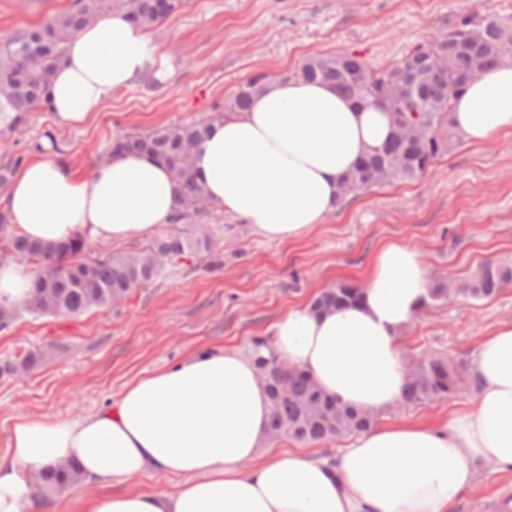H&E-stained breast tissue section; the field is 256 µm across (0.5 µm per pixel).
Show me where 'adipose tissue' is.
Masks as SVG:
<instances>
[{
  "label": "adipose tissue",
  "mask_w": 512,
  "mask_h": 512,
  "mask_svg": "<svg viewBox=\"0 0 512 512\" xmlns=\"http://www.w3.org/2000/svg\"><path fill=\"white\" fill-rule=\"evenodd\" d=\"M152 61L142 27L113 12L76 34L50 86L60 123L84 122ZM453 129L481 144L512 131V61L487 69L459 97ZM392 132L387 112L358 106L325 83L273 79L245 111L214 123L194 154L209 200L274 241L301 237L338 207L341 185ZM179 187L162 164L125 153L82 178L64 160L19 167L1 201L10 231L57 245L72 238L125 242L171 223ZM430 279L420 253L389 242L375 253L359 301L292 309L271 330L279 359L309 372L321 392L379 415L402 399L405 330ZM471 405L442 428L391 420L361 433L334 459L269 452L266 382L252 358L217 347L127 383L119 398L77 418H16L0 456V512L61 508L77 488L107 492L82 512H452L480 467L512 473V323L477 351ZM73 465L75 483L41 493L38 476ZM154 471L171 492L112 491Z\"/></svg>",
  "instance_id": "ef3b65f1"
}]
</instances>
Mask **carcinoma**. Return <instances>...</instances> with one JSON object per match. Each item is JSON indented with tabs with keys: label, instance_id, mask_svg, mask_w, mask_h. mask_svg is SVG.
Masks as SVG:
<instances>
[{
	"label": "carcinoma",
	"instance_id": "carcinoma-1",
	"mask_svg": "<svg viewBox=\"0 0 512 512\" xmlns=\"http://www.w3.org/2000/svg\"><path fill=\"white\" fill-rule=\"evenodd\" d=\"M180 4L181 0H74L67 11L0 43V135L25 126L34 112L51 111L47 96L50 78L75 33L113 11L125 12L149 31ZM504 59H512V19L470 13L459 16L448 25V31L415 46L391 65L373 68L353 53H319L303 59L285 77L330 84L361 105L380 95L394 102L389 111L395 127L392 140L369 152L345 178L344 201L373 186L411 181L426 174L452 145L453 100L466 90L470 72ZM270 80L258 73L239 85L224 98V104L215 107L217 120L245 110ZM209 126L201 121L126 133L113 138L104 149L109 158L124 152L143 153L163 164L180 186L171 229L156 234L140 252L89 258L78 240L47 247L9 231L6 214L0 210V260L40 267L49 276L46 283L32 284L22 305L0 307V331L10 329L24 313L34 318L78 317L92 309L118 305L132 289L159 278L166 264L189 253L204 252L205 267L220 268L223 260L212 250L209 230L197 223L211 202L196 181L192 165L194 151ZM26 158L22 152L0 165V183H8ZM510 285L511 262L485 261L461 279L435 282L429 288L428 301L481 300ZM359 290L356 284L340 281L324 289L314 306L337 307L355 300ZM249 352L269 389L270 440L286 436L298 443H315L357 434L374 424V416L341 407L324 396L307 372L284 370L267 338H252ZM472 387L473 374L467 367L428 353L407 376L404 399L397 409L448 400Z\"/></svg>",
	"mask_w": 512,
	"mask_h": 512
}]
</instances>
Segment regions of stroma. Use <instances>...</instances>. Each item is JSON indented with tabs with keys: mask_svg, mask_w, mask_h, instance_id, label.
Here are the masks:
<instances>
[{
	"mask_svg": "<svg viewBox=\"0 0 512 512\" xmlns=\"http://www.w3.org/2000/svg\"><path fill=\"white\" fill-rule=\"evenodd\" d=\"M70 3L0 0V41ZM475 10L512 16V0H184L149 32L153 62L140 79L75 127L34 113L21 133L0 139V163L48 132L55 156L86 178L113 136L210 118L215 103L255 74L286 73L313 53L347 51L374 67L392 64ZM202 222L224 253L221 270L204 271L189 255L115 308L25 315L0 333V363L46 352L25 375L0 376V456L15 417L83 416L117 399L132 379L195 350L246 349L323 288L364 284L384 243L414 247L434 281L463 277L485 260L512 261V133L482 145L455 140L424 177L348 197L296 240H269L219 207ZM506 321L512 286L486 300L431 306L405 331L403 357L440 352L474 366L480 343ZM472 398L467 392L394 417L440 428ZM510 501L512 473L483 468L453 512H505Z\"/></svg>",
	"mask_w": 512,
	"mask_h": 512,
	"instance_id": "1",
	"label": "stroma"
}]
</instances>
